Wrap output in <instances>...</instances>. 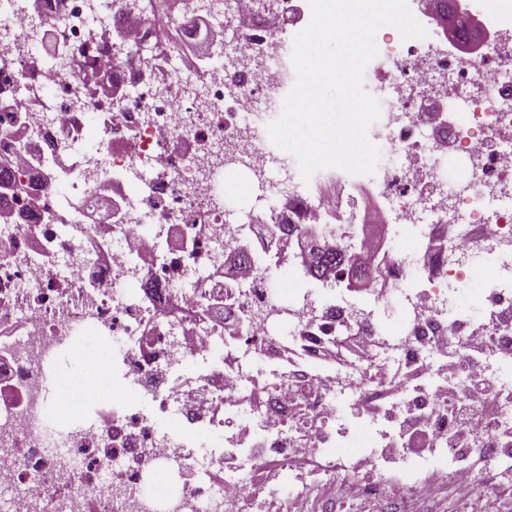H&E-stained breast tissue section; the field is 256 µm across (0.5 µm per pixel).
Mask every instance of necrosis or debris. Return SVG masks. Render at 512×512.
<instances>
[{"instance_id": "obj_1", "label": "necrosis or debris", "mask_w": 512, "mask_h": 512, "mask_svg": "<svg viewBox=\"0 0 512 512\" xmlns=\"http://www.w3.org/2000/svg\"><path fill=\"white\" fill-rule=\"evenodd\" d=\"M165 2L153 0L159 22L150 25L120 0H102L94 18L84 0L42 11L0 0L9 60L0 132L24 134L0 139V161L28 184L12 202L19 221L0 224V512H307L309 489L339 476L360 499L384 496L393 478L409 499L430 463L457 479L479 445L491 476L512 473V379L502 373L512 362V11L501 0L453 9L424 0L432 20L484 18L481 51L467 60L456 49L422 52L418 38L378 40L364 72L388 89L369 129L381 152L374 173L327 169L306 182L290 172V208L271 205L270 220L340 239L357 217L318 186L371 182L389 202L376 222L409 226V248L388 259L368 300L320 301L304 290L287 338L272 341L278 298L266 278L253 263L224 273L238 226L219 199L226 166L260 177L277 164L260 108L293 86L291 53L276 37L310 7L215 0L206 19L220 34L232 15L230 55L198 70L181 94L171 82L181 63L164 38L179 16ZM116 23L131 53L103 82L74 86L73 70H98L108 56L93 28ZM49 28L75 67L39 59ZM143 44L156 50L149 74L134 52ZM454 251L470 265L449 261ZM469 266L487 273L481 299L493 314L484 323L448 305ZM390 299L408 311L399 336L375 318ZM228 310L257 317L231 324ZM83 328L111 338L120 396L78 429H51L46 369ZM477 377L494 387L493 416L464 433L459 418ZM342 400L367 417L364 459L326 427ZM414 427L431 434L417 452L404 447ZM216 434L222 453L192 452L194 440ZM363 464L370 480L357 477ZM171 466L191 481L153 485ZM273 476L287 484L283 500L264 492Z\"/></svg>"}]
</instances>
